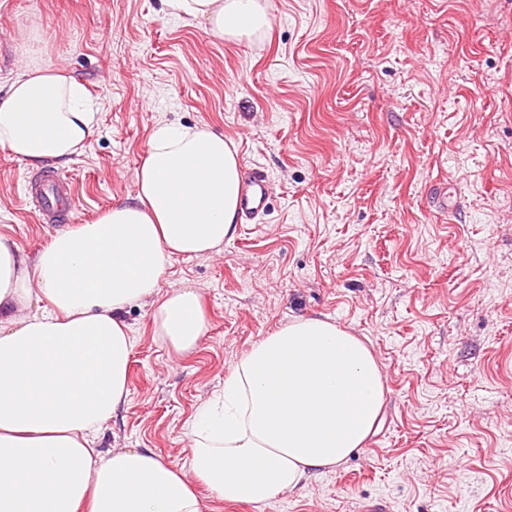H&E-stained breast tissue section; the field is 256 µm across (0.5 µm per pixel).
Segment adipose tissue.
I'll return each mask as SVG.
<instances>
[{
  "mask_svg": "<svg viewBox=\"0 0 512 512\" xmlns=\"http://www.w3.org/2000/svg\"><path fill=\"white\" fill-rule=\"evenodd\" d=\"M238 43L271 26L268 0H161ZM85 86L27 63L0 87V147L63 165L97 138ZM136 195L72 224L34 255L0 235V512H204L195 487L263 502L359 448L383 407L371 350L336 323L299 317L254 344L186 423L191 455L172 466L140 448H97L129 394L125 315L149 306L155 336L195 349L208 318L197 288H165L172 260L214 252L237 231L240 162L209 127L158 122Z\"/></svg>",
  "mask_w": 512,
  "mask_h": 512,
  "instance_id": "adipose-tissue-1",
  "label": "adipose tissue"
}]
</instances>
